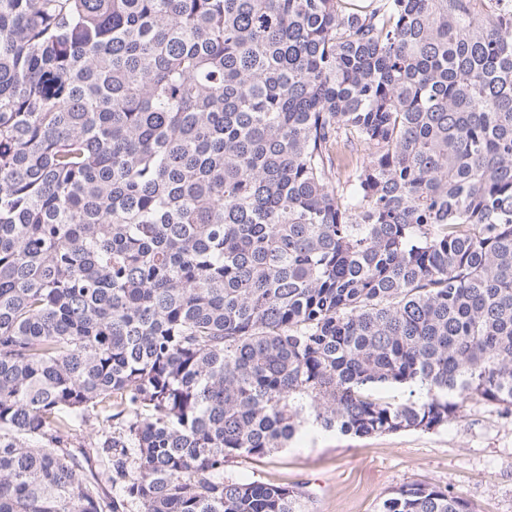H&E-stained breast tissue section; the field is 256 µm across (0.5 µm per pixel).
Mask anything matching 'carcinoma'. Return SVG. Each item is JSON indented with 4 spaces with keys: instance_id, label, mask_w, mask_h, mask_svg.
<instances>
[{
    "instance_id": "carcinoma-1",
    "label": "carcinoma",
    "mask_w": 512,
    "mask_h": 512,
    "mask_svg": "<svg viewBox=\"0 0 512 512\" xmlns=\"http://www.w3.org/2000/svg\"><path fill=\"white\" fill-rule=\"evenodd\" d=\"M499 2L0 0V512H303L224 464L512 412ZM117 410L114 406L98 407L90 411L84 419L76 420L64 439V445L78 455L79 448H89L102 435L118 436L122 432L120 418L113 416Z\"/></svg>"
}]
</instances>
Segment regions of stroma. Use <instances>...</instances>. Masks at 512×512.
Returning a JSON list of instances; mask_svg holds the SVG:
<instances>
[{
  "instance_id": "1",
  "label": "stroma",
  "mask_w": 512,
  "mask_h": 512,
  "mask_svg": "<svg viewBox=\"0 0 512 512\" xmlns=\"http://www.w3.org/2000/svg\"><path fill=\"white\" fill-rule=\"evenodd\" d=\"M114 413L99 407L76 420L66 448L118 435ZM224 475L300 486L306 512H377L393 489L417 480L463 492L476 512H512V417L473 399L455 420L433 430L363 438L309 431L288 450L230 460Z\"/></svg>"
}]
</instances>
